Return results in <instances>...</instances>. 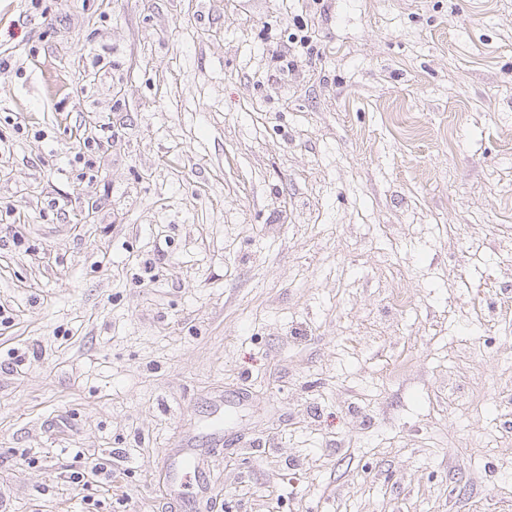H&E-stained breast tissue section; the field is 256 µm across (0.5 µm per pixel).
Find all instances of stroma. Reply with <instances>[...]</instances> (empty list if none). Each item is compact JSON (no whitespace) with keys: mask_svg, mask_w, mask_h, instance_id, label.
<instances>
[{"mask_svg":"<svg viewBox=\"0 0 512 512\" xmlns=\"http://www.w3.org/2000/svg\"><path fill=\"white\" fill-rule=\"evenodd\" d=\"M0 309L9 512H512V0H0Z\"/></svg>","mask_w":512,"mask_h":512,"instance_id":"stroma-1","label":"stroma"}]
</instances>
